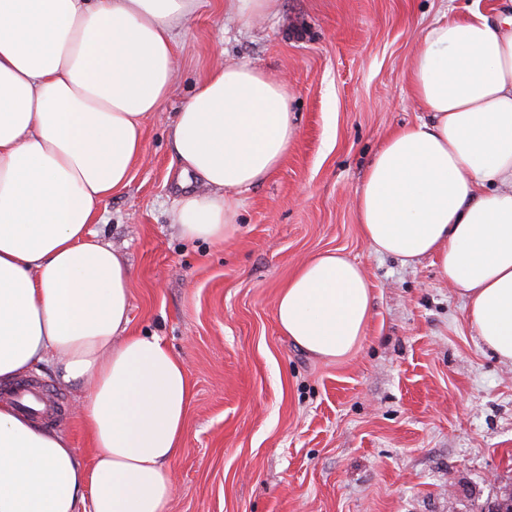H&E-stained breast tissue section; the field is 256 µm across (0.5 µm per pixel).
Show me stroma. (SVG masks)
<instances>
[{"label":"stroma","instance_id":"obj_1","mask_svg":"<svg viewBox=\"0 0 512 512\" xmlns=\"http://www.w3.org/2000/svg\"><path fill=\"white\" fill-rule=\"evenodd\" d=\"M499 0H279L256 23L199 0L178 38L169 97L144 126L127 188L94 229L131 270V328L158 335L193 384L167 512H491L512 489V366L480 342L431 259L404 265L361 235L355 194L384 137L426 118L407 64L447 8ZM283 79L297 133L281 165L240 193L224 240L186 241L176 114L215 61ZM338 250L372 286L347 356L321 360L283 336L278 294L298 266ZM43 426L91 461L85 389L53 365Z\"/></svg>","mask_w":512,"mask_h":512}]
</instances>
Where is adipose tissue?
Wrapping results in <instances>:
<instances>
[{"instance_id":"ef3b65f1","label":"adipose tissue","mask_w":512,"mask_h":512,"mask_svg":"<svg viewBox=\"0 0 512 512\" xmlns=\"http://www.w3.org/2000/svg\"><path fill=\"white\" fill-rule=\"evenodd\" d=\"M199 0H0V387L44 362L87 388L93 448L0 403V512H166L192 386L160 336L132 332L130 269L92 226L125 189L146 118L176 77V39ZM429 119L389 133L356 193L363 238L412 265L433 258L480 342L512 364V15L430 24L408 64ZM296 136L288 90L216 64L178 112L184 194L174 222L220 240L238 195ZM207 189L190 190L193 179ZM372 308L359 265L329 251L281 289V332L348 355Z\"/></svg>"}]
</instances>
